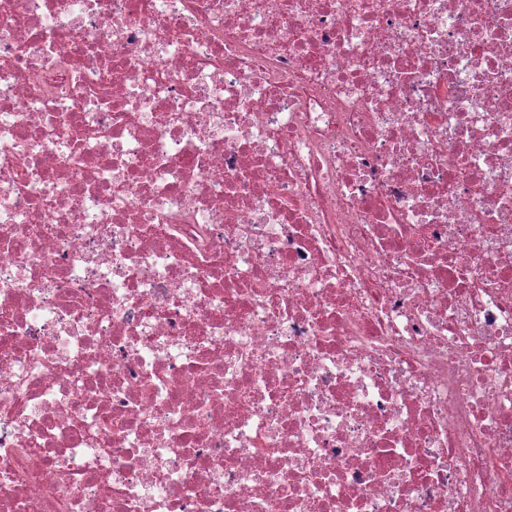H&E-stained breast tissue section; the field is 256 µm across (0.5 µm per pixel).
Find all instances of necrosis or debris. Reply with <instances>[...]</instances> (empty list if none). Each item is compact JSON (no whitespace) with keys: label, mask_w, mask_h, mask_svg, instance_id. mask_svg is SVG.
<instances>
[{"label":"necrosis or debris","mask_w":512,"mask_h":512,"mask_svg":"<svg viewBox=\"0 0 512 512\" xmlns=\"http://www.w3.org/2000/svg\"><path fill=\"white\" fill-rule=\"evenodd\" d=\"M0 512H512V0H0Z\"/></svg>","instance_id":"4bbe7bcc"}]
</instances>
